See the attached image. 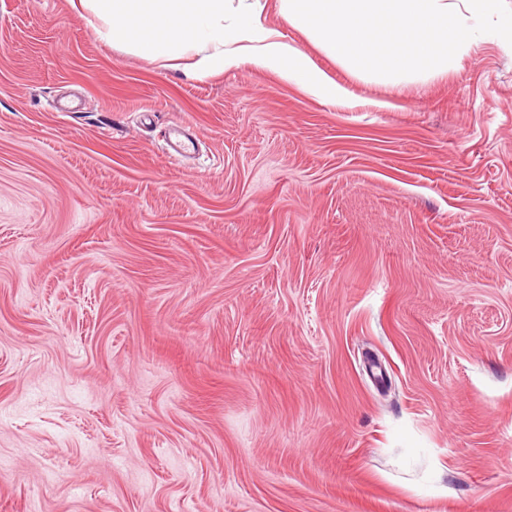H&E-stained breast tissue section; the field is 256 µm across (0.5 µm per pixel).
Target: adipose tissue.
I'll return each mask as SVG.
<instances>
[{"mask_svg":"<svg viewBox=\"0 0 512 512\" xmlns=\"http://www.w3.org/2000/svg\"><path fill=\"white\" fill-rule=\"evenodd\" d=\"M106 45L189 75L247 63L308 96L346 105L350 93L284 33L267 24L260 0H78Z\"/></svg>","mask_w":512,"mask_h":512,"instance_id":"ef3b65f1","label":"adipose tissue"}]
</instances>
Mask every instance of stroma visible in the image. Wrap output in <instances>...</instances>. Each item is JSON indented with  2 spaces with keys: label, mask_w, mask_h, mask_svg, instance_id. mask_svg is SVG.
<instances>
[{
  "label": "stroma",
  "mask_w": 512,
  "mask_h": 512,
  "mask_svg": "<svg viewBox=\"0 0 512 512\" xmlns=\"http://www.w3.org/2000/svg\"><path fill=\"white\" fill-rule=\"evenodd\" d=\"M265 2L352 106L0 0V512H512V46L362 80Z\"/></svg>",
  "instance_id": "1"
}]
</instances>
